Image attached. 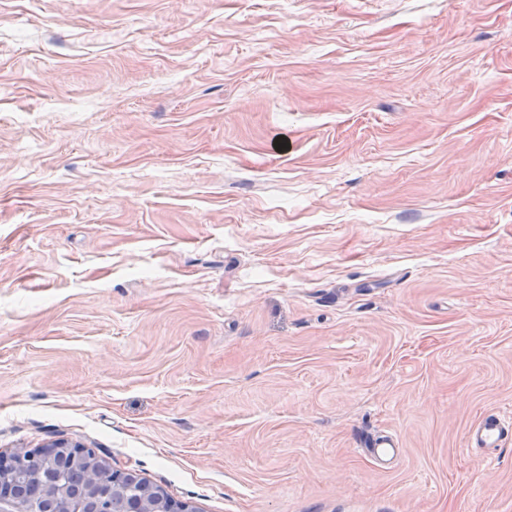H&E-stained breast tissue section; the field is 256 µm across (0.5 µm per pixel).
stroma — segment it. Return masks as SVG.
<instances>
[{
	"mask_svg": "<svg viewBox=\"0 0 512 512\" xmlns=\"http://www.w3.org/2000/svg\"><path fill=\"white\" fill-rule=\"evenodd\" d=\"M493 412L512 0H0V453L196 512H512ZM512 433V417L489 413L468 432L469 448H498Z\"/></svg>",
	"mask_w": 512,
	"mask_h": 512,
	"instance_id": "1",
	"label": "stroma"
}]
</instances>
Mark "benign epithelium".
Instances as JSON below:
<instances>
[{"mask_svg": "<svg viewBox=\"0 0 512 512\" xmlns=\"http://www.w3.org/2000/svg\"><path fill=\"white\" fill-rule=\"evenodd\" d=\"M108 471L92 448L50 440L33 450L0 456V512H193L134 472Z\"/></svg>", "mask_w": 512, "mask_h": 512, "instance_id": "benign-epithelium-1", "label": "benign epithelium"}]
</instances>
